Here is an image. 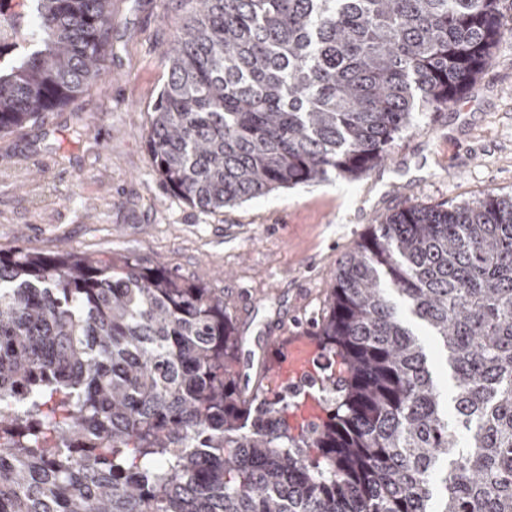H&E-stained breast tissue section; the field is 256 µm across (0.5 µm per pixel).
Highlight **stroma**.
Masks as SVG:
<instances>
[{
  "label": "stroma",
  "instance_id": "obj_1",
  "mask_svg": "<svg viewBox=\"0 0 512 512\" xmlns=\"http://www.w3.org/2000/svg\"><path fill=\"white\" fill-rule=\"evenodd\" d=\"M179 17L171 0H112L107 75L62 111L0 137V251L129 256L223 290L252 388L271 364L268 335L301 332L321 314L339 263L378 218L407 202L512 196V39L457 106L418 113L387 161L360 178L210 213L164 187L141 137ZM78 117L87 125L79 139Z\"/></svg>",
  "mask_w": 512,
  "mask_h": 512
}]
</instances>
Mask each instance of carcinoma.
I'll return each instance as SVG.
<instances>
[{
	"label": "carcinoma",
	"instance_id": "obj_1",
	"mask_svg": "<svg viewBox=\"0 0 512 512\" xmlns=\"http://www.w3.org/2000/svg\"><path fill=\"white\" fill-rule=\"evenodd\" d=\"M177 8L141 137L168 190L210 212L359 178L512 38L503 0ZM25 10L0 137L105 71L112 0ZM305 334L320 367L247 394L224 293L130 257L0 252V512H512V198L386 215Z\"/></svg>",
	"mask_w": 512,
	"mask_h": 512
}]
</instances>
